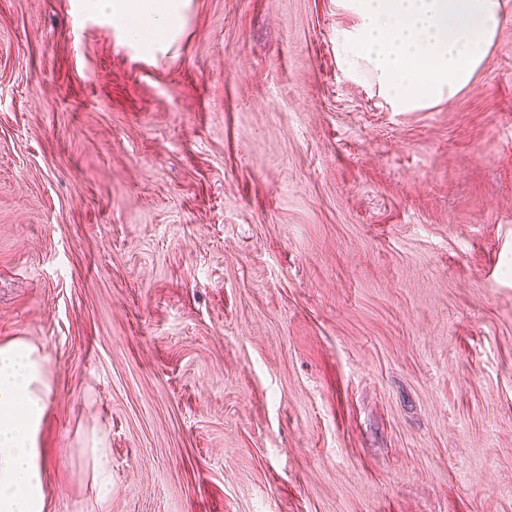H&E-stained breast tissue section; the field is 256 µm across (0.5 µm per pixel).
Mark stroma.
Here are the masks:
<instances>
[{
    "label": "stroma",
    "instance_id": "1",
    "mask_svg": "<svg viewBox=\"0 0 512 512\" xmlns=\"http://www.w3.org/2000/svg\"><path fill=\"white\" fill-rule=\"evenodd\" d=\"M336 0H191L147 57L0 0V345L48 512H512V0L452 98Z\"/></svg>",
    "mask_w": 512,
    "mask_h": 512
}]
</instances>
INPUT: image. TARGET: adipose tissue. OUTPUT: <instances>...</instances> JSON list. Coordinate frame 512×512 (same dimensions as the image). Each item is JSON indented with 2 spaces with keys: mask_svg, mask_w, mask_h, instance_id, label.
<instances>
[{
  "mask_svg": "<svg viewBox=\"0 0 512 512\" xmlns=\"http://www.w3.org/2000/svg\"><path fill=\"white\" fill-rule=\"evenodd\" d=\"M189 0H90L130 44L153 51L174 40ZM46 356L24 341L0 346V512H46L38 434L52 394Z\"/></svg>",
  "mask_w": 512,
  "mask_h": 512,
  "instance_id": "obj_1",
  "label": "adipose tissue"
}]
</instances>
